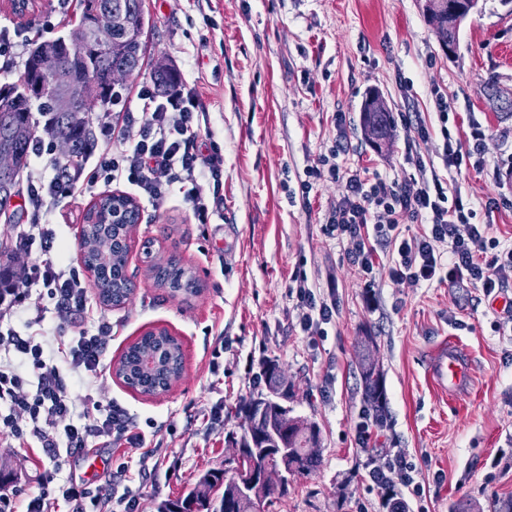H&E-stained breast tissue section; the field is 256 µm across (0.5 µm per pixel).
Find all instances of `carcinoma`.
I'll use <instances>...</instances> for the list:
<instances>
[{
	"mask_svg": "<svg viewBox=\"0 0 512 512\" xmlns=\"http://www.w3.org/2000/svg\"><path fill=\"white\" fill-rule=\"evenodd\" d=\"M97 3L103 8L121 9L127 15L139 20L140 26L132 33L122 49L116 51L98 50L89 45L69 43L60 38L35 41L27 48V59L21 79L13 83L0 85V152L7 151L13 157V167L0 170V214L13 221L18 212L11 210L12 200L20 195L21 176L29 165L30 151L37 136L38 127L52 139L60 137L69 141L67 154L61 157L64 163L79 157L89 150L92 127L81 130L70 127L68 113L59 109V102L53 97H42L36 101L29 94L30 78L35 74L34 56L43 48H54L70 58L73 69L80 73L82 83L71 87L72 95L78 97L88 88L97 92L95 106L103 107L106 102L121 98L122 85L104 82V75L113 70L138 72L142 67V35L145 27L144 0H82V17L78 30H84L91 5ZM437 37L443 41H456L459 27L456 19L446 13H435L426 17ZM483 91L497 98L501 111L512 115V96L504 95L497 83L487 82ZM44 118L39 121L33 112ZM364 135L373 143L380 144L393 135V118L388 110L381 112H362ZM117 231L103 229L96 224L88 226L84 238L79 243L84 262L92 264L98 271L95 288L100 301L112 307L127 303L131 294V282L127 276V251L124 245L116 241ZM182 267L178 260L171 258L163 265L151 267L155 284L168 289L173 296L182 294L193 296L197 290L182 280ZM174 343L169 336H141L132 343L119 358L121 367L135 377V385L144 395H151L164 388L169 381L179 379L183 368V354L168 356L166 345ZM363 391L373 415L384 419L382 401L385 398L382 375L374 365H366L361 370ZM279 405L266 407V418L280 423L286 432L289 446L295 448L296 458L301 460L296 475L310 474L319 462L320 431L311 422L300 417L284 418L278 412ZM208 481L219 489L220 505L212 507L211 512H242L235 499L236 486L225 483L224 473L207 470L196 483ZM196 487H191L175 499H166L160 503L158 512H188L194 498Z\"/></svg>",
	"mask_w": 512,
	"mask_h": 512,
	"instance_id": "1",
	"label": "carcinoma"
}]
</instances>
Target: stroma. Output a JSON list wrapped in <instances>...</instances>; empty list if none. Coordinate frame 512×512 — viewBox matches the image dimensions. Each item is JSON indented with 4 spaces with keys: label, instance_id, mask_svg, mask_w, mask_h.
I'll use <instances>...</instances> for the list:
<instances>
[{
    "label": "stroma",
    "instance_id": "obj_1",
    "mask_svg": "<svg viewBox=\"0 0 512 512\" xmlns=\"http://www.w3.org/2000/svg\"><path fill=\"white\" fill-rule=\"evenodd\" d=\"M424 0H145L144 58L125 87L126 106L157 61H171L183 86L195 89L210 115V131L224 151V205L210 223L194 219L179 190L162 204H141L131 230L130 302L98 305L112 324L107 360L116 362L145 330L167 327L183 345L184 369L170 391L150 398L126 389L111 372L93 387L74 382L83 403L116 400L138 422H152L156 456L144 482H132L138 512H156L209 468L224 465L231 440L243 432L235 408L265 390L262 367L278 360L292 385L294 415L320 429L321 460L288 493L262 512H387L389 490L367 474L402 452L416 468L423 492L408 512H493L512 500V317L481 289L445 281L394 284L386 269L365 278L346 257V245L325 231L327 216L345 192L344 179L300 184L308 168L336 141L342 168L366 169L398 186L416 175V161L441 168L443 137L435 97L443 95L457 122L449 131L467 141L472 123L485 129L484 166L467 164L456 186L475 221L499 239L512 238V170L491 164L512 149V117L483 93L489 80L512 89V14L501 0H480L481 11L460 27L454 54H446L423 14ZM79 0L65 14L48 0L26 16L0 0V26L26 41L71 34ZM378 91L394 121L392 140L375 148L360 122L361 106ZM128 192L123 183L108 188ZM59 204L51 217L52 253L65 268L82 270L78 236L96 196ZM153 241V259L176 255L202 288L190 301L170 297L148 274L141 247ZM303 271L336 318L325 337L304 336L288 295ZM370 349H362L365 336ZM463 350L473 382L449 397L429 373L441 345ZM370 353L385 383L386 420L372 453H363L356 424L369 407L359 372ZM217 370H210V362ZM222 422L212 423V411ZM18 471L17 490L37 492L41 457L0 436V460Z\"/></svg>",
    "mask_w": 512,
    "mask_h": 512
}]
</instances>
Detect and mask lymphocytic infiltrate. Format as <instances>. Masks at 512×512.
Here are the masks:
<instances>
[{"label": "lymphocytic infiltrate", "mask_w": 512, "mask_h": 512, "mask_svg": "<svg viewBox=\"0 0 512 512\" xmlns=\"http://www.w3.org/2000/svg\"><path fill=\"white\" fill-rule=\"evenodd\" d=\"M137 97L139 111L105 110L94 138L92 163L75 160L62 174L44 138L33 145L42 164L27 178L23 206L29 220L20 225L13 248L33 255L21 279L27 288L45 289L60 321L53 329L56 345L21 335L15 324L27 295L14 287L0 291V434L22 448L38 445L53 470L45 474L38 495L10 503L8 512H45L50 497L70 505L72 512H136L137 498L127 484L147 477L148 462L155 455L137 420L121 403L103 404L90 397L79 407L71 399L66 371L77 372L83 382L98 378L106 369L112 325L102 320L92 331L66 327L70 316H89L91 300L79 274L62 268L52 256L47 227L52 204L75 199L97 183L115 181L133 186L139 197L154 205L163 202L172 188H180L198 223H209L211 202L222 199L224 153L214 144L206 150L198 145L207 130L208 114L197 93L177 84L161 100L144 85ZM485 138L478 125L472 126L468 144L445 137L441 153L445 171L457 173L466 160H483ZM343 151V145H336L309 174L346 178V193L331 208L326 231L346 241L353 267L372 276L384 252L389 256L388 277L396 283L466 282L487 295L505 288L512 279V242L492 237L490 225L475 223L474 209L464 204L460 193L449 192L439 175L422 174L393 187L357 170L342 171L338 158ZM204 181L212 183L213 198L202 195ZM419 221L425 225L421 234H404V225ZM288 295L301 310L299 326L304 335H325L336 315L335 304L327 302L300 272L293 276ZM20 412L28 415V426L18 424ZM97 448L112 451L114 466L105 483L115 488V495L73 476L55 483V473L62 471L70 455ZM369 478L377 486L393 487L394 503L402 502V488L420 490L412 464L400 453L388 460L385 469L371 471Z\"/></svg>", "instance_id": "1"}]
</instances>
